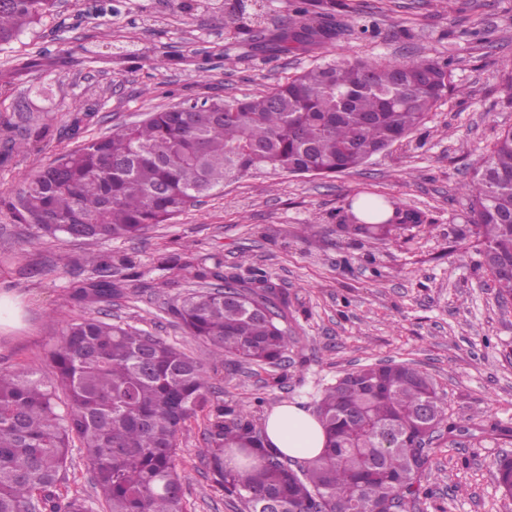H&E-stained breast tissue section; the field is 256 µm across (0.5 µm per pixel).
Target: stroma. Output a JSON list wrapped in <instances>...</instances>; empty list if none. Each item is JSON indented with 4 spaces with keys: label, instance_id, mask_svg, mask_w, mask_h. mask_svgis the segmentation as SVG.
Returning <instances> with one entry per match:
<instances>
[{
    "label": "stroma",
    "instance_id": "obj_1",
    "mask_svg": "<svg viewBox=\"0 0 512 512\" xmlns=\"http://www.w3.org/2000/svg\"><path fill=\"white\" fill-rule=\"evenodd\" d=\"M350 29L322 47L228 63L248 27L205 0H68L0 46V368L51 375L48 352L67 323L123 322L204 360L213 403L247 412L256 430L282 403L315 411L322 391L367 364H414L436 380L455 435L429 445V495L404 512H512L494 478L512 454V300L481 264L471 201L461 189L501 129L512 127V0H335ZM432 57L455 83L424 125L359 170L332 177L257 173L201 198L134 239L34 238L5 207L24 178L61 152L186 99L257 96L285 77L344 58L374 63ZM26 141L23 150L14 142ZM388 199L420 212L392 241L341 231L348 205ZM111 263L118 292L82 300L95 279L87 253ZM207 269L269 273L288 295L285 365L209 358L172 312ZM211 423L197 412L177 438L188 512H246L225 496L200 450ZM105 512L80 450L58 486Z\"/></svg>",
    "mask_w": 512,
    "mask_h": 512
}]
</instances>
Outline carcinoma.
Segmentation results:
<instances>
[{
    "instance_id": "1",
    "label": "carcinoma",
    "mask_w": 512,
    "mask_h": 512,
    "mask_svg": "<svg viewBox=\"0 0 512 512\" xmlns=\"http://www.w3.org/2000/svg\"><path fill=\"white\" fill-rule=\"evenodd\" d=\"M54 2L0 0V45L39 23ZM343 33L327 0H297L277 34L252 31L251 50L288 54ZM451 88L449 64L434 58L355 59L312 67L249 99L185 100L59 155L26 179L9 207L39 237L137 238L227 180L356 169L416 129ZM463 191L474 200L473 224L492 270L512 257V128L500 132ZM421 222L417 212L372 199L341 229L385 240ZM96 271L99 279L76 295L116 293L112 271ZM193 278L220 279L224 291L203 287L174 306L190 336L216 359L282 364L291 347L281 325L288 296L271 276L246 282L202 269ZM49 357L47 379L32 368L0 369V512H91L86 499L56 494L75 446L106 512H187L174 457L179 431L209 402L203 361L95 316L68 324ZM317 419L325 448L297 469L265 446L247 415L221 405L201 453L247 512H386L397 499L428 495L423 442L445 409L425 370L388 363L348 372L323 391ZM228 452L241 456L245 472L226 468ZM495 479L512 499L508 457L496 461Z\"/></svg>"
}]
</instances>
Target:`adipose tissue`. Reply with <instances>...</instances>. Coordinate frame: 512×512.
<instances>
[{
	"instance_id": "ef3b65f1",
	"label": "adipose tissue",
	"mask_w": 512,
	"mask_h": 512,
	"mask_svg": "<svg viewBox=\"0 0 512 512\" xmlns=\"http://www.w3.org/2000/svg\"><path fill=\"white\" fill-rule=\"evenodd\" d=\"M265 436L269 447L293 458L315 457L325 446V433L318 419L296 404L283 403L270 411Z\"/></svg>"
}]
</instances>
